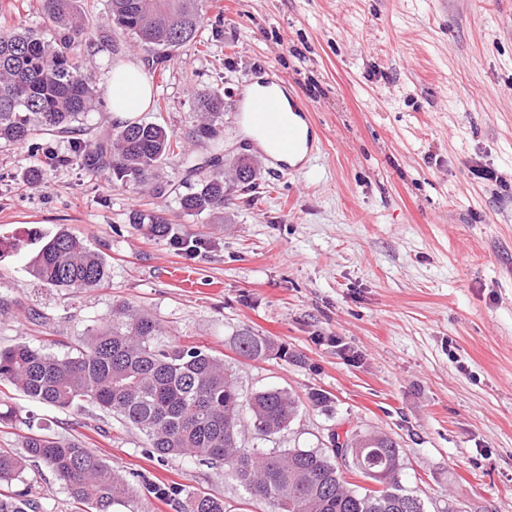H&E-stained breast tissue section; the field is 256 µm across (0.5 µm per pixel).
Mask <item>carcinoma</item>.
<instances>
[{"instance_id":"obj_1","label":"carcinoma","mask_w":512,"mask_h":512,"mask_svg":"<svg viewBox=\"0 0 512 512\" xmlns=\"http://www.w3.org/2000/svg\"><path fill=\"white\" fill-rule=\"evenodd\" d=\"M214 0H108L106 26L149 53L148 68L162 71L176 53L206 45L208 17ZM94 5L88 0H38V10L53 29L44 39L36 29L16 21L0 25V144H30L45 163L64 167L71 158L54 154L36 142L45 132L74 135L75 154L95 173H108L127 187H149L162 197L170 181L166 159L180 156L194 180L179 195L181 213L200 216L224 212L235 193L255 189L253 162L237 159L224 168L216 153L194 164L183 143L158 123L129 122L95 139L82 137L78 126L88 112L105 103L104 93L84 71V60L106 36L94 30ZM196 136L220 142L224 127V94L195 95ZM132 223L151 234L169 233L160 214L132 213ZM40 283L64 290L99 288L107 281L102 254L83 240L59 232L29 265ZM160 325L152 315L120 303L112 316L89 326L62 354L17 343L0 348V383L29 399L63 409L94 403L136 428L147 452L164 462L190 456L201 464L224 463L247 493L273 507L272 512H427L425 502L402 484L403 450L390 436L354 431L338 446L290 448L261 453L246 447L249 429L270 437L289 427L300 405L289 392L266 388L243 399L237 378L224 360L199 346L162 345ZM233 347L244 359L286 358L288 350L269 336L244 332ZM248 405L250 422L241 419ZM42 461L63 483L68 498L84 512H112L134 503L135 481L86 448L78 439L30 431L22 450L0 448V512H36L30 498L29 466ZM354 474L373 483L362 487L347 480ZM23 484L26 492L14 486ZM160 497L181 503L183 512H224V500L151 484Z\"/></svg>"}]
</instances>
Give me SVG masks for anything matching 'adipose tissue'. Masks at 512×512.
<instances>
[{"instance_id": "ef3b65f1", "label": "adipose tissue", "mask_w": 512, "mask_h": 512, "mask_svg": "<svg viewBox=\"0 0 512 512\" xmlns=\"http://www.w3.org/2000/svg\"><path fill=\"white\" fill-rule=\"evenodd\" d=\"M152 92L151 82L142 64L126 62L109 71V110L115 122L123 123L146 111Z\"/></svg>"}]
</instances>
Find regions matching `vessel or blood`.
I'll return each instance as SVG.
<instances>
[{
    "label": "vessel or blood",
    "mask_w": 512,
    "mask_h": 512,
    "mask_svg": "<svg viewBox=\"0 0 512 512\" xmlns=\"http://www.w3.org/2000/svg\"><path fill=\"white\" fill-rule=\"evenodd\" d=\"M248 123L262 135L267 159L315 154L318 149L312 130L315 121L311 111H302L297 121L284 119L281 102L274 96L254 99L246 114Z\"/></svg>",
    "instance_id": "1"
}]
</instances>
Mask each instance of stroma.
Returning a JSON list of instances; mask_svg holds the SVG:
<instances>
[{
    "label": "stroma",
    "instance_id": "obj_1",
    "mask_svg": "<svg viewBox=\"0 0 512 512\" xmlns=\"http://www.w3.org/2000/svg\"><path fill=\"white\" fill-rule=\"evenodd\" d=\"M224 24L150 82L140 120L258 168L254 195L223 216L181 214L186 165L154 198L80 162L45 168L29 145L0 148V347L56 341V353L124 301L163 327L161 343L223 358L243 395L276 387L307 404L261 450L318 448L330 429H374L403 450L402 483L427 512H512V0H218ZM282 79L315 115L316 157L285 171L261 159L236 119L257 77ZM224 90L220 143L194 139L193 94ZM492 171L489 179L477 177ZM164 211L190 255L131 214ZM102 252L104 287L47 288L27 268L54 234ZM49 315L34 325L27 309ZM285 345L291 360H247L244 331ZM301 362H294V355ZM61 438L113 467L224 500L226 512H270L223 467L146 454L145 439L93 405L60 409L0 386ZM41 512H77L47 466L29 473Z\"/></svg>",
    "mask_w": 512,
    "mask_h": 512
}]
</instances>
